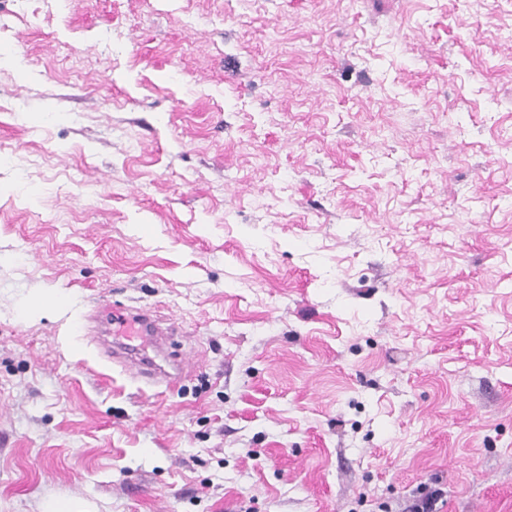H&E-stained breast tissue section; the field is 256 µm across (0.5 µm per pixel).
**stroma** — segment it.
I'll list each match as a JSON object with an SVG mask.
<instances>
[{"label": "stroma", "instance_id": "35a3bbf8", "mask_svg": "<svg viewBox=\"0 0 512 512\" xmlns=\"http://www.w3.org/2000/svg\"><path fill=\"white\" fill-rule=\"evenodd\" d=\"M421 485L512 512V0H0V512ZM112 333L119 332L124 336H141L142 341L152 340L154 336L163 335L156 326L153 315L148 310L136 312H109ZM128 354L131 355V365L135 368L136 374L145 379H153L156 375V370L152 359L146 353H142L139 349L140 345H130L122 343Z\"/></svg>", "mask_w": 512, "mask_h": 512}]
</instances>
